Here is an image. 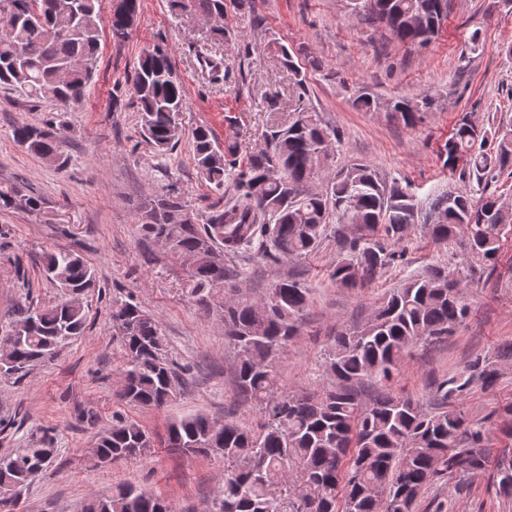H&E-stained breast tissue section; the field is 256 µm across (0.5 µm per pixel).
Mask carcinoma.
I'll return each mask as SVG.
<instances>
[{
    "label": "carcinoma",
    "mask_w": 512,
    "mask_h": 512,
    "mask_svg": "<svg viewBox=\"0 0 512 512\" xmlns=\"http://www.w3.org/2000/svg\"><path fill=\"white\" fill-rule=\"evenodd\" d=\"M188 19L224 17V0H170ZM351 14L379 25L396 41L424 46L436 38L448 14V0H350ZM139 0H121L108 16L100 0H0V86L63 109L80 103L94 74L100 33L108 26L115 40L137 23ZM142 138L155 153L176 145L183 86L168 52L144 50L133 77ZM431 105L396 96L386 104L391 116L412 127ZM13 140L61 168L68 163L62 140L43 127L20 124ZM319 115L302 108L292 121L264 134L266 147L239 165V146L227 136L219 146L205 124L193 131V158L216 190L231 179L237 200L199 217L179 196L168 194L144 206L143 236L179 259L190 257L191 293L211 309L224 291V336L237 350L236 386L258 406L254 425L190 415L167 428L166 446L185 455L224 457V479L209 512H277L274 486L288 468L299 466L313 495L310 512H415L429 482L444 476L471 480L486 469L481 451L485 430L460 408L470 386L493 387L496 365L477 357L466 373L440 383L443 409L429 412L419 400L384 391L410 349L421 341L450 336L470 314L467 277L493 271L502 248V230L512 225V208L489 191L502 174L512 175V129L490 131L464 115L441 154L444 165L463 182L431 203L428 236L438 244L461 242V264L428 265L384 294L371 318L333 336L325 372L334 387L306 394L282 391L276 372L280 352L299 332L310 288L294 278L277 280L259 301L239 293L241 273L224 258L254 246L269 262L306 257L322 244L327 226L336 225L338 258L330 274L337 287L360 291L384 269L404 261L399 244L418 217L408 187L388 181L369 164L330 168L332 137ZM324 179L326 188H313ZM469 276H463V271ZM42 274L63 298L38 306L20 298L11 321L0 330V377L20 380L54 359L83 335L87 313L73 294L95 287L94 270L71 249L58 248L42 259ZM121 334L125 379L120 397L134 406L159 408L175 397L176 365L164 353L159 321L131 301L112 308ZM375 381L382 391L364 401L357 387ZM497 430L512 442V403L498 410ZM98 453L112 461L145 454L152 446L137 422L115 414L100 434ZM57 458L46 433L24 448L0 455V512H16L33 477ZM496 493L512 502V455L496 467ZM84 512H174L172 503L133 485L94 496Z\"/></svg>",
    "instance_id": "1"
}]
</instances>
